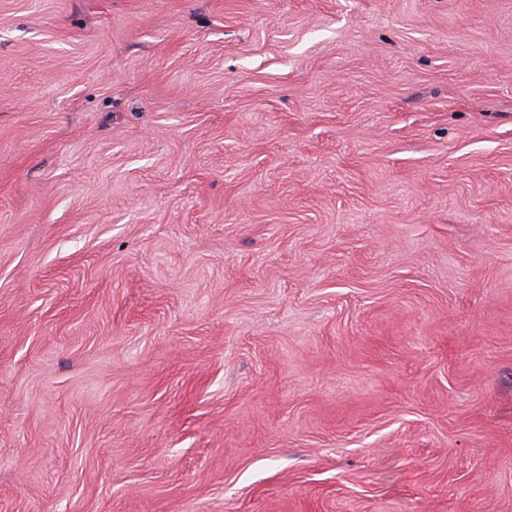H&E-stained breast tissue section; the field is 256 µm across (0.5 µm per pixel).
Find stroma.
Wrapping results in <instances>:
<instances>
[{
    "label": "stroma",
    "mask_w": 512,
    "mask_h": 512,
    "mask_svg": "<svg viewBox=\"0 0 512 512\" xmlns=\"http://www.w3.org/2000/svg\"><path fill=\"white\" fill-rule=\"evenodd\" d=\"M0 512H512V0H0Z\"/></svg>",
    "instance_id": "obj_1"
}]
</instances>
